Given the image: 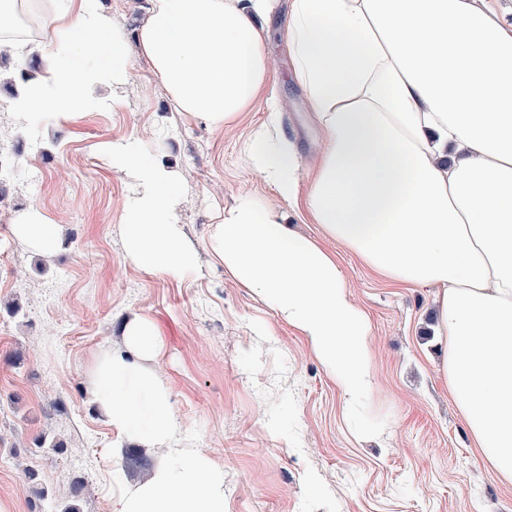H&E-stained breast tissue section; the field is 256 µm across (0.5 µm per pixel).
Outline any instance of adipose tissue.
I'll return each instance as SVG.
<instances>
[{
  "label": "adipose tissue",
  "mask_w": 512,
  "mask_h": 512,
  "mask_svg": "<svg viewBox=\"0 0 512 512\" xmlns=\"http://www.w3.org/2000/svg\"><path fill=\"white\" fill-rule=\"evenodd\" d=\"M49 2L54 28L17 99L22 120L91 105V88L128 76L109 15ZM270 7L151 0L137 36L178 111L223 128L256 102L270 80L258 27ZM288 40L326 149L300 188L296 146L271 119L253 136L251 168L383 279L434 289L439 371L478 460L512 487V20L487 0H292ZM107 51L111 66L85 67ZM108 153L132 181L120 226L128 260L160 275L195 273L198 252L175 214L178 173L125 140ZM12 231L34 252L60 239L35 207ZM320 240L245 197L225 209L207 248L305 337L352 415L376 385L370 325ZM90 379L116 430L133 434L145 419L153 443L170 446L179 423L160 374L108 354ZM171 454L176 467H158L113 512H224L223 470L192 448Z\"/></svg>",
  "instance_id": "obj_1"
}]
</instances>
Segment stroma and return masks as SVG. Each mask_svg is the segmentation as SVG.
Here are the masks:
<instances>
[{
  "label": "stroma",
  "mask_w": 512,
  "mask_h": 512,
  "mask_svg": "<svg viewBox=\"0 0 512 512\" xmlns=\"http://www.w3.org/2000/svg\"><path fill=\"white\" fill-rule=\"evenodd\" d=\"M89 2L124 40L130 78L98 89L104 104L0 129L15 162L0 184V512H112L169 462L168 449L122 435L99 410L89 368L113 351L162 375L181 424L177 445L224 470V512H512V488L476 458L437 371L432 290L384 282L326 240L370 323L377 372L375 393L349 418L305 338L205 247L212 224L243 197L321 234L247 161L270 98L302 171L324 148L293 73L290 0H273L262 25L271 79L261 99L222 129L176 111L154 75L136 36L150 0ZM118 139L181 174L176 215L199 253L197 273L162 276L127 260L119 224L129 180L105 152ZM32 206L60 227L56 249L14 241L16 216ZM136 317L161 338L155 359L125 346L124 325Z\"/></svg>",
  "instance_id": "1"
}]
</instances>
